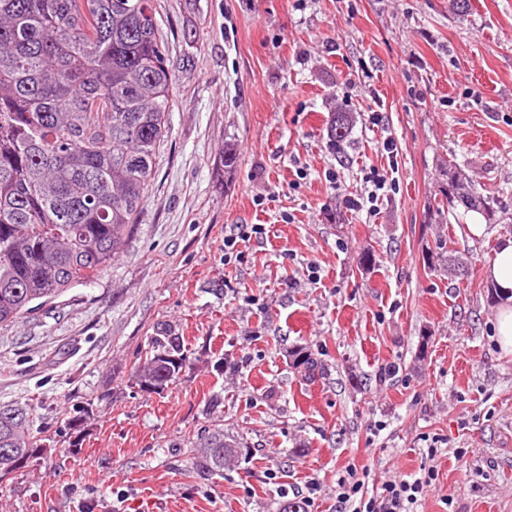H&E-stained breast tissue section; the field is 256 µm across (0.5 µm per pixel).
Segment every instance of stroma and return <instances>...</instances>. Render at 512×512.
Listing matches in <instances>:
<instances>
[{"mask_svg": "<svg viewBox=\"0 0 512 512\" xmlns=\"http://www.w3.org/2000/svg\"><path fill=\"white\" fill-rule=\"evenodd\" d=\"M156 3L170 134L125 249L0 327V407L49 440L0 484V512H338L350 467L372 495L437 471L417 512H512V353L483 277L512 236V0L461 17L448 0ZM337 112L355 118L340 144ZM387 139L398 192L349 208ZM450 164L491 217L446 201ZM246 224L262 234L225 262ZM168 335L185 365L143 392L139 356ZM300 348L317 378L294 369ZM217 432L242 449L220 476L192 467Z\"/></svg>", "mask_w": 512, "mask_h": 512, "instance_id": "1", "label": "stroma"}]
</instances>
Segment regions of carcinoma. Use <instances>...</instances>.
Instances as JSON below:
<instances>
[{
    "instance_id": "obj_1",
    "label": "carcinoma",
    "mask_w": 512,
    "mask_h": 512,
    "mask_svg": "<svg viewBox=\"0 0 512 512\" xmlns=\"http://www.w3.org/2000/svg\"><path fill=\"white\" fill-rule=\"evenodd\" d=\"M175 74L155 0H0V326L99 279L143 207L157 150L170 132ZM224 169L237 166L232 142ZM440 192L489 214L493 199L457 173ZM308 376L320 366L292 354ZM185 359L171 340L135 370L158 391ZM23 406L0 407V480L41 451ZM240 454L218 434L192 465L215 475Z\"/></svg>"
}]
</instances>
